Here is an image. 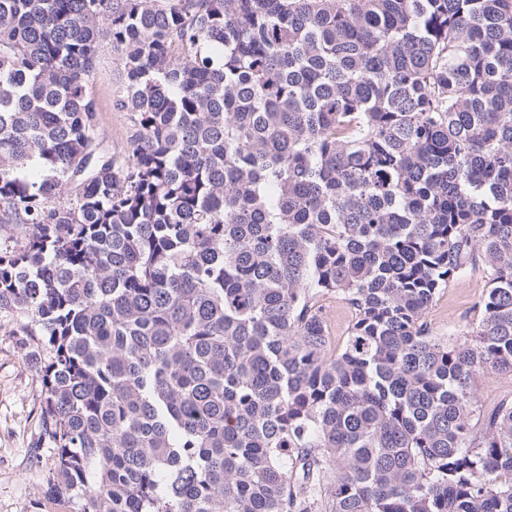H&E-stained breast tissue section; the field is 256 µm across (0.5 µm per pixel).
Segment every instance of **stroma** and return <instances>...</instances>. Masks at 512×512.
<instances>
[{
    "instance_id": "obj_1",
    "label": "stroma",
    "mask_w": 512,
    "mask_h": 512,
    "mask_svg": "<svg viewBox=\"0 0 512 512\" xmlns=\"http://www.w3.org/2000/svg\"><path fill=\"white\" fill-rule=\"evenodd\" d=\"M119 76L111 44L101 41L88 87L96 108L95 152L122 165L135 128L130 114L113 106ZM487 288L482 273L470 272L441 292L427 313L433 334L466 333L479 317ZM44 398L35 360L14 324L0 325V512H78L77 503L59 505L45 495L53 456L41 436Z\"/></svg>"
}]
</instances>
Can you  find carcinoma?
Wrapping results in <instances>:
<instances>
[{
    "instance_id": "carcinoma-1",
    "label": "carcinoma",
    "mask_w": 512,
    "mask_h": 512,
    "mask_svg": "<svg viewBox=\"0 0 512 512\" xmlns=\"http://www.w3.org/2000/svg\"><path fill=\"white\" fill-rule=\"evenodd\" d=\"M102 39L122 168L94 149ZM20 225L0 318L41 355L52 501L512 512V401L476 390L512 375V0H0ZM473 271L480 319L432 335ZM489 284L480 272L460 277L441 292L427 313L436 336H463L479 317V304ZM323 313L328 325L330 336H332L336 345H341L347 336V324L341 319V303L336 297L326 296L322 301ZM479 405L484 410L512 400V375H485L477 380Z\"/></svg>"
}]
</instances>
